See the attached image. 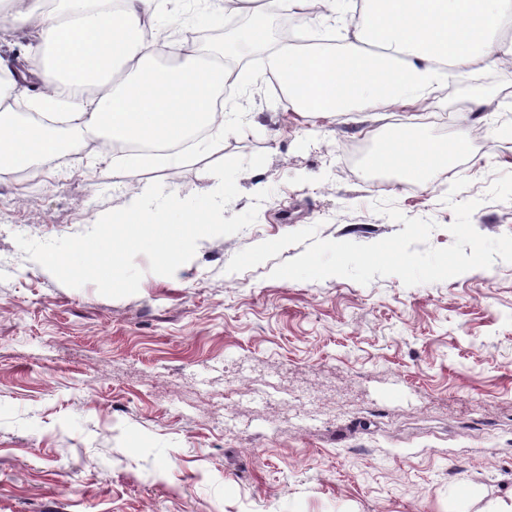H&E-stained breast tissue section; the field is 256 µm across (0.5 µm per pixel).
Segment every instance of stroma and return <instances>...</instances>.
<instances>
[{"instance_id":"stroma-1","label":"stroma","mask_w":512,"mask_h":512,"mask_svg":"<svg viewBox=\"0 0 512 512\" xmlns=\"http://www.w3.org/2000/svg\"><path fill=\"white\" fill-rule=\"evenodd\" d=\"M39 43L34 24L0 32V59L31 64ZM236 64L238 121L181 163L105 158L80 137L50 170L0 176V512H492L512 495V263L410 287L271 278L301 244L227 266L312 225L380 241L402 229L374 211L384 199L435 222L429 244L447 247L460 177L475 229L512 234V201L487 197L512 173V64L456 72L430 99L435 118L409 128V100L284 111L252 55ZM402 130L449 149L425 184L365 168ZM259 152L224 211L270 190L256 222L200 240L171 277L137 256L134 295L67 287L14 240L82 233L155 181L210 192V163Z\"/></svg>"}]
</instances>
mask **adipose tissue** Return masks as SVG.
<instances>
[{
	"instance_id": "adipose-tissue-1",
	"label": "adipose tissue",
	"mask_w": 512,
	"mask_h": 512,
	"mask_svg": "<svg viewBox=\"0 0 512 512\" xmlns=\"http://www.w3.org/2000/svg\"><path fill=\"white\" fill-rule=\"evenodd\" d=\"M118 13L92 11L87 0H60L44 13L41 0H0V29L37 22L41 56L36 74L49 95L32 101L37 110L65 105L69 130L84 137L123 140L177 139L190 123L234 124V110L216 114L212 93L224 73L222 56L193 51L172 71L154 62L161 50L146 29L178 24L182 34L197 22L218 24L222 0H182L180 11L165 0H121ZM322 23L341 39L333 52L305 51L279 41L269 56L284 89L283 107L342 114L372 100L426 99L451 69L492 67L512 57V42L499 35L512 28V0H320ZM96 33L94 43L81 34ZM81 87L98 96L78 95ZM60 150L54 127L41 125L24 138L0 145V173L50 165Z\"/></svg>"
}]
</instances>
